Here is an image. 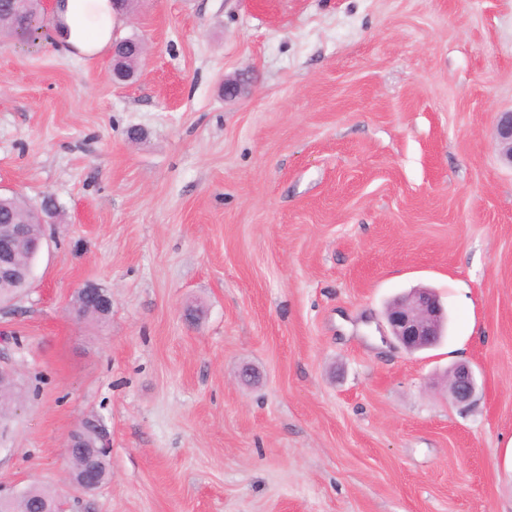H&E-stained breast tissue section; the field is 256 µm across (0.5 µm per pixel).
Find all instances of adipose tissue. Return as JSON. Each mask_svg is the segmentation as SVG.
<instances>
[{
  "mask_svg": "<svg viewBox=\"0 0 512 512\" xmlns=\"http://www.w3.org/2000/svg\"><path fill=\"white\" fill-rule=\"evenodd\" d=\"M112 0H55L50 27L56 47L91 57L109 48L113 39Z\"/></svg>",
  "mask_w": 512,
  "mask_h": 512,
  "instance_id": "obj_1",
  "label": "adipose tissue"
}]
</instances>
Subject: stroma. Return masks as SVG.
Masks as SVG:
<instances>
[{"label":"stroma","instance_id":"1","mask_svg":"<svg viewBox=\"0 0 512 512\" xmlns=\"http://www.w3.org/2000/svg\"><path fill=\"white\" fill-rule=\"evenodd\" d=\"M114 35L145 48L125 82L0 37V192L57 206L0 310V482L66 512H512V0H137ZM88 283L106 322L72 318ZM420 286L448 326L409 354L384 310ZM494 138L501 160L512 166V111L497 114ZM448 391L457 404H468L477 391L474 371L466 364H457L448 375ZM98 419L99 418L95 415L84 418L71 431L66 446L67 448H72L68 453L71 471L80 470L84 464V458L78 446L92 449L91 454L88 455L86 466L82 471L78 473L68 471L67 473L69 483L85 495L92 494L100 488L97 477L96 454H109L111 448L110 437L106 427L101 429L99 442L97 444H87L84 434L85 428L91 423H97Z\"/></svg>","mask_w":512,"mask_h":512}]
</instances>
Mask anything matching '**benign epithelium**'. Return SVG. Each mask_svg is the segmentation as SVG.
<instances>
[{
    "label": "benign epithelium",
    "instance_id": "1",
    "mask_svg": "<svg viewBox=\"0 0 512 512\" xmlns=\"http://www.w3.org/2000/svg\"><path fill=\"white\" fill-rule=\"evenodd\" d=\"M494 138L500 158L512 166V111L497 114ZM45 234L32 238L25 224H0V279L5 282L28 279L29 270L24 263L25 254L35 257L41 251ZM82 293H94L99 297L102 308L112 310V293L93 284L80 288ZM385 320L390 335L409 353L427 349L437 344L443 335L446 316L443 305L431 288L419 287L395 297L385 310ZM448 391L457 404H467L475 396L477 381L474 371L466 364H457L448 375ZM98 417L84 418L70 433L67 447H89L85 468L67 473L69 483L85 495L100 488L97 477L96 454L110 453L111 443L107 429L100 431L99 442L87 444L85 428L97 422Z\"/></svg>",
    "mask_w": 512,
    "mask_h": 512
}]
</instances>
